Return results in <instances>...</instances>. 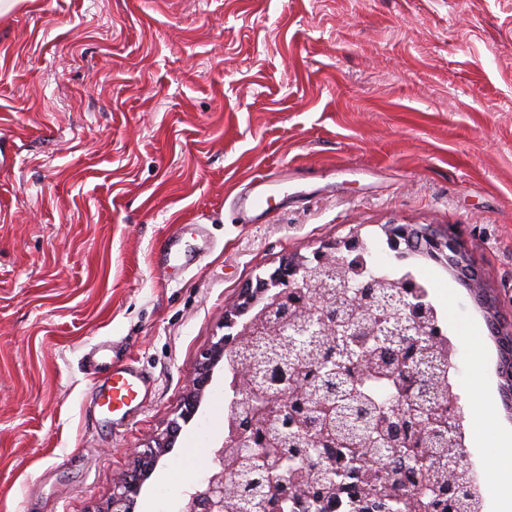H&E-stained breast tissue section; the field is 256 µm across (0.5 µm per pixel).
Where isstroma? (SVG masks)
Masks as SVG:
<instances>
[{
  "label": "stroma",
  "instance_id": "stroma-1",
  "mask_svg": "<svg viewBox=\"0 0 512 512\" xmlns=\"http://www.w3.org/2000/svg\"><path fill=\"white\" fill-rule=\"evenodd\" d=\"M278 180L265 210L237 199ZM212 249L154 253L176 225ZM453 229L512 323V0H27L0 17V512H105L165 435L241 289L328 240ZM465 460L512 454L499 352L445 265ZM102 342L153 380L112 424L89 410ZM215 369L136 499L180 512L221 445ZM489 417H482V410ZM182 227L172 233L162 245L161 256L163 263L170 268H189L196 260L201 251L207 248L205 241L201 247L187 253L182 249Z\"/></svg>",
  "mask_w": 512,
  "mask_h": 512
}]
</instances>
